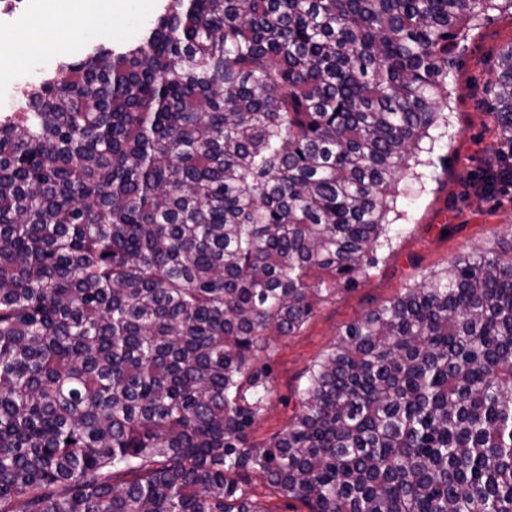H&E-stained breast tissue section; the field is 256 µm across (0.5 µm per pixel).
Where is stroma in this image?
<instances>
[{"label":"stroma","instance_id":"35a3bbf8","mask_svg":"<svg viewBox=\"0 0 512 512\" xmlns=\"http://www.w3.org/2000/svg\"><path fill=\"white\" fill-rule=\"evenodd\" d=\"M161 3L121 0L110 14L112 40L134 37ZM39 22L65 26L66 32L46 45L17 43L19 33ZM67 22L53 0H31L25 13L0 16V56L14 62L10 78H0V112L19 111L16 84L38 82L60 60L80 59L102 42L99 30L71 28ZM511 45L512 17L496 12L460 43L458 65L448 76L449 123L434 131L433 150L424 156L420 179L408 178L399 185L401 217L391 226L390 247L383 249L369 276L338 287L335 295L317 304L299 333L270 340L258 363L269 372L271 399L248 431L251 441L263 442L287 430L299 410V391L308 369L346 325L421 284L458 256L512 238V186H501L489 195L475 188L500 158L489 76L501 51Z\"/></svg>","mask_w":512,"mask_h":512}]
</instances>
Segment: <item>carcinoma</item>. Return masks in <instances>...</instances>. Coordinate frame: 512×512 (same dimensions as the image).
I'll list each match as a JSON object with an SVG mask.
<instances>
[{
	"label": "carcinoma",
	"mask_w": 512,
	"mask_h": 512,
	"mask_svg": "<svg viewBox=\"0 0 512 512\" xmlns=\"http://www.w3.org/2000/svg\"><path fill=\"white\" fill-rule=\"evenodd\" d=\"M512 0H167L0 113V512H512V240L257 365L368 276ZM491 84L512 149V46ZM252 491L257 497L265 499L274 512H304L307 510L296 500L283 496L270 497L268 490L260 483H257L256 488H253Z\"/></svg>",
	"instance_id": "cac0c4a2"
}]
</instances>
